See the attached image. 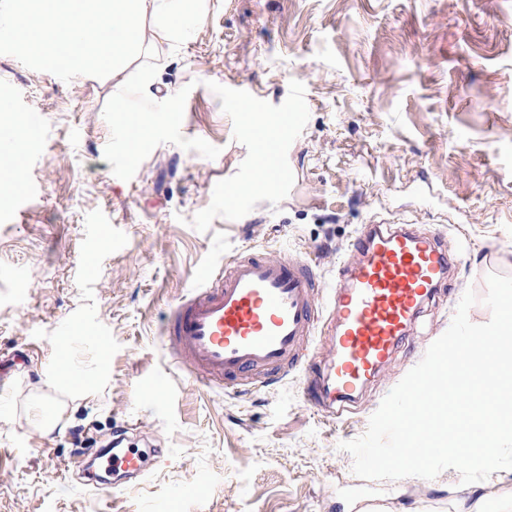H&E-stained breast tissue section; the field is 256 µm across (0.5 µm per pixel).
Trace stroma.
<instances>
[{
    "label": "stroma",
    "mask_w": 512,
    "mask_h": 512,
    "mask_svg": "<svg viewBox=\"0 0 512 512\" xmlns=\"http://www.w3.org/2000/svg\"><path fill=\"white\" fill-rule=\"evenodd\" d=\"M180 47L146 40L158 70L147 93L188 89L181 133L216 159L158 145L132 179L104 159L111 78L65 82L0 54V97L41 138L22 148V188L0 184V512H512V470L461 484L366 481L340 442L365 433L386 394L449 327L467 289L512 275V0H205ZM305 86L309 118L278 204L192 225L217 182L247 156L209 82L282 104ZM408 223L442 235L454 263L406 341L342 418L305 402L300 378L246 391L202 387L163 343L170 309L198 272L250 250L313 256L324 279L362 225ZM86 370L112 375L83 400L44 383L55 340ZM61 405L45 432L37 403ZM127 441L165 457L138 484L90 490L68 462ZM206 475L207 491L177 497Z\"/></svg>",
    "instance_id": "obj_1"
}]
</instances>
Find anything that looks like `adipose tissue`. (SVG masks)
<instances>
[{
  "label": "adipose tissue",
  "mask_w": 512,
  "mask_h": 512,
  "mask_svg": "<svg viewBox=\"0 0 512 512\" xmlns=\"http://www.w3.org/2000/svg\"><path fill=\"white\" fill-rule=\"evenodd\" d=\"M51 357L54 365L45 375V385L73 398L84 399L96 394L98 387L109 374L108 360L103 355L98 356L89 370L75 371L72 349L64 342L53 347Z\"/></svg>",
  "instance_id": "adipose-tissue-1"
}]
</instances>
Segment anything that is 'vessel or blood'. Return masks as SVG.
<instances>
[{"label":"vessel or blood","mask_w":512,"mask_h":512,"mask_svg":"<svg viewBox=\"0 0 512 512\" xmlns=\"http://www.w3.org/2000/svg\"><path fill=\"white\" fill-rule=\"evenodd\" d=\"M354 260L340 262L327 317L315 302L320 278L310 259L239 254L204 268L191 297L172 307L163 339L204 386L269 385L302 375L311 406L343 414L404 341L425 302L445 286L452 267L441 240L406 225L369 224L354 242ZM333 358L318 366L303 342L319 329ZM103 469L144 478L141 453L101 455Z\"/></svg>","instance_id":"obj_1"}]
</instances>
